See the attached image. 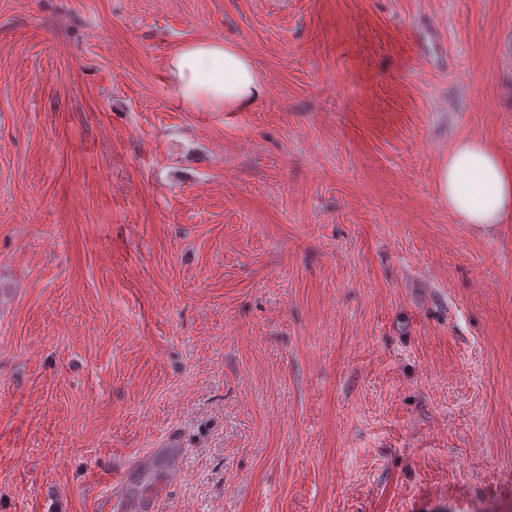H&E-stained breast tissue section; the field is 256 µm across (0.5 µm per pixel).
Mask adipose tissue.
Listing matches in <instances>:
<instances>
[{"mask_svg":"<svg viewBox=\"0 0 512 512\" xmlns=\"http://www.w3.org/2000/svg\"><path fill=\"white\" fill-rule=\"evenodd\" d=\"M165 70L175 96L195 107L244 112L267 94L253 60L221 41L182 45L168 56ZM437 181L442 200L461 223L512 222V159L491 143L457 139L438 169Z\"/></svg>","mask_w":512,"mask_h":512,"instance_id":"ef3b65f1","label":"adipose tissue"}]
</instances>
